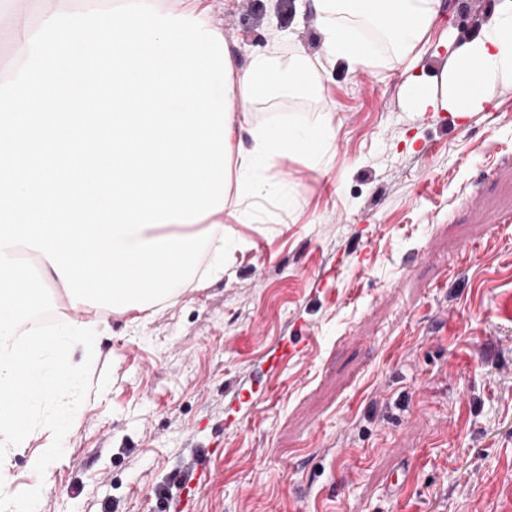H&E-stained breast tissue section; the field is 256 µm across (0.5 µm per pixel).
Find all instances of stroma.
Here are the masks:
<instances>
[{"label": "stroma", "mask_w": 512, "mask_h": 512, "mask_svg": "<svg viewBox=\"0 0 512 512\" xmlns=\"http://www.w3.org/2000/svg\"><path fill=\"white\" fill-rule=\"evenodd\" d=\"M496 3L440 0L419 72ZM211 5L240 65L324 53L313 0ZM320 80L247 110L330 122L333 156L283 163L293 208L238 225L224 276L143 324L106 314L37 512H512V84L460 117L413 110L393 56Z\"/></svg>", "instance_id": "obj_1"}]
</instances>
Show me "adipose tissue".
<instances>
[{
    "label": "adipose tissue",
    "instance_id": "ef3b65f1",
    "mask_svg": "<svg viewBox=\"0 0 512 512\" xmlns=\"http://www.w3.org/2000/svg\"><path fill=\"white\" fill-rule=\"evenodd\" d=\"M325 17L320 32L328 63L344 62L352 70L379 71L381 64L363 43L359 26L382 21L387 8L411 14L413 26L389 30L394 55L404 66L408 101L416 110L443 109L458 115L483 111L489 93L497 85L512 82V0H499L497 7L473 34H455L448 40L449 60L437 82L416 73V48L431 28L439 0H323ZM231 100L229 144L231 178L222 211L193 224H179L175 233L188 236L207 228L215 234L204 258L206 276L224 273V260L243 242L236 225L260 222L267 202L289 209L296 190L275 178L273 171L291 156L305 157L320 165L333 150L336 131L327 123L284 120L256 124L244 104L257 100L274 87L293 92L313 89L320 81L315 65L304 57L289 58L279 71L263 62L249 66L230 64Z\"/></svg>",
    "mask_w": 512,
    "mask_h": 512
}]
</instances>
